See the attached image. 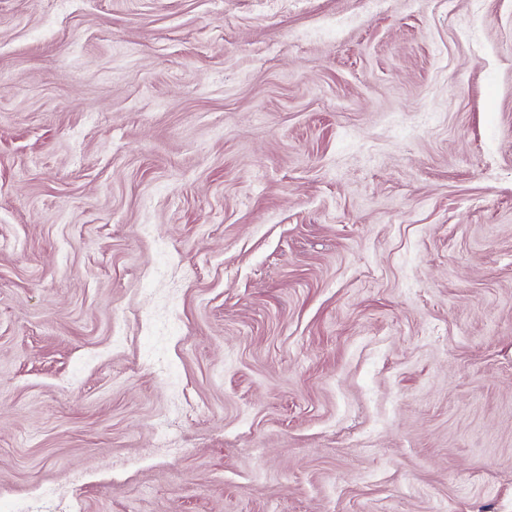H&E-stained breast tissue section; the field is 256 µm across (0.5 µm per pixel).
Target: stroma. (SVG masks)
I'll return each instance as SVG.
<instances>
[{
	"label": "stroma",
	"instance_id": "35a3bbf8",
	"mask_svg": "<svg viewBox=\"0 0 512 512\" xmlns=\"http://www.w3.org/2000/svg\"><path fill=\"white\" fill-rule=\"evenodd\" d=\"M45 487L512 512V0H0V512Z\"/></svg>",
	"mask_w": 512,
	"mask_h": 512
}]
</instances>
